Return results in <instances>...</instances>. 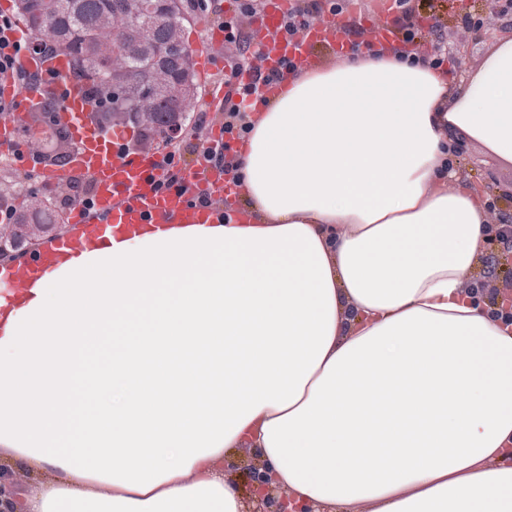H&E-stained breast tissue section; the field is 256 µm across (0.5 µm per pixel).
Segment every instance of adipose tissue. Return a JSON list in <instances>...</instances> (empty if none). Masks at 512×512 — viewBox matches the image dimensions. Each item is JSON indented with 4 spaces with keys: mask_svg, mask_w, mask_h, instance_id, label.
Masks as SVG:
<instances>
[{
    "mask_svg": "<svg viewBox=\"0 0 512 512\" xmlns=\"http://www.w3.org/2000/svg\"><path fill=\"white\" fill-rule=\"evenodd\" d=\"M253 110L239 219L17 312L0 446L53 475L22 512H243L230 448L305 512H512V325L471 278L496 227L448 182L460 137L512 163V37L464 87L371 39Z\"/></svg>",
    "mask_w": 512,
    "mask_h": 512,
    "instance_id": "adipose-tissue-1",
    "label": "adipose tissue"
}]
</instances>
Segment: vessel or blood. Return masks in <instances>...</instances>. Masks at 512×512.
Returning <instances> with one entry per match:
<instances>
[{"mask_svg": "<svg viewBox=\"0 0 512 512\" xmlns=\"http://www.w3.org/2000/svg\"><path fill=\"white\" fill-rule=\"evenodd\" d=\"M287 10L288 0H269L255 22L258 68L238 74L235 83L253 82L257 71L275 69L284 58L303 62L316 44L332 42L336 29L329 22L311 26L300 38H282L279 27ZM46 98L58 103L55 120L67 132L72 151L65 164H45L37 173L57 187L86 182L91 203L66 212L61 231L0 260L1 340L16 309L40 289L64 285L74 269L111 254L113 239L223 223L224 197L233 191L224 180L223 166L205 162L180 166V186L165 187L163 152L127 149L123 135L97 125L90 117V102L68 76L63 56L24 52L15 57L12 71L0 75V100L13 105L7 120L0 122L1 149L15 142L18 129L30 123L36 104Z\"/></svg>", "mask_w": 512, "mask_h": 512, "instance_id": "1", "label": "vessel or blood"}]
</instances>
